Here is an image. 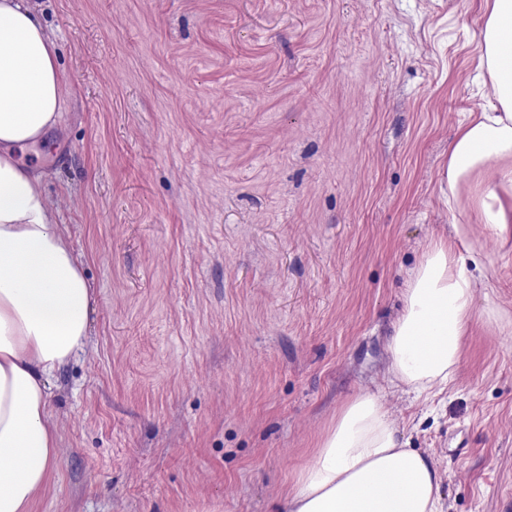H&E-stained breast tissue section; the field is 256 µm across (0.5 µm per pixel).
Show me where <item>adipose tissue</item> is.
<instances>
[{
    "instance_id": "1",
    "label": "adipose tissue",
    "mask_w": 512,
    "mask_h": 512,
    "mask_svg": "<svg viewBox=\"0 0 512 512\" xmlns=\"http://www.w3.org/2000/svg\"><path fill=\"white\" fill-rule=\"evenodd\" d=\"M479 70L493 101L458 128L444 166L449 209H468L512 234V0H485ZM64 80L30 0H0V512H29L57 468L50 380L88 332L94 292L54 220L26 150L62 120ZM452 225L412 270L387 345L394 379L416 393L448 382L460 361L475 281ZM432 338L420 342L424 327ZM440 479L427 455L403 447L382 401L341 410L286 497L285 512H439Z\"/></svg>"
}]
</instances>
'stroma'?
<instances>
[{"label":"stroma","mask_w":512,"mask_h":512,"mask_svg":"<svg viewBox=\"0 0 512 512\" xmlns=\"http://www.w3.org/2000/svg\"><path fill=\"white\" fill-rule=\"evenodd\" d=\"M34 2L64 117L29 161L97 303L30 512H274L361 394L441 512H512V243L442 193L490 105L482 0ZM456 222L481 281L453 379L417 398L387 344Z\"/></svg>","instance_id":"35a3bbf8"}]
</instances>
